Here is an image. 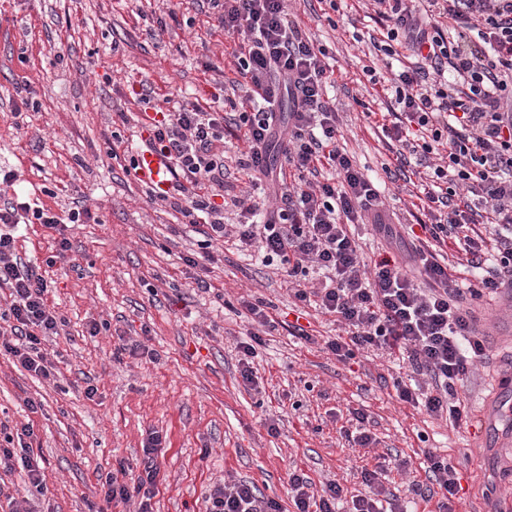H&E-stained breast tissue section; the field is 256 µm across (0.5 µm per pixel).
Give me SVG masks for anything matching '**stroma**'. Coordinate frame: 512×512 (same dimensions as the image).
I'll list each match as a JSON object with an SVG mask.
<instances>
[{
  "label": "stroma",
  "mask_w": 512,
  "mask_h": 512,
  "mask_svg": "<svg viewBox=\"0 0 512 512\" xmlns=\"http://www.w3.org/2000/svg\"><path fill=\"white\" fill-rule=\"evenodd\" d=\"M288 7L328 51L341 146L379 181L393 224L412 223L411 184L383 170L394 159L381 130L391 103L363 74L386 65L370 43L382 26L366 18L365 0ZM232 45L207 0H0V167L17 172L14 190L31 202L61 214L82 200L92 213L82 224L19 230L17 248L40 265L65 326L46 344L57 380L0 354V425L11 434L32 426L31 446L46 461L41 491L22 469H0V512L19 495L35 512L102 506L99 475L122 462L139 466L153 432L165 440L154 512H206L210 489L227 477L283 499L295 469L358 490L362 468L379 463L389 489L408 501L411 483L426 480L429 452L458 467L459 512H512V390L500 389L512 379V288L467 301L489 357L459 384L471 419L454 427L397 401L393 381L407 377V365L370 354L345 364L290 336L284 272L219 242L204 259L182 215L152 201L124 160L109 156L116 132L125 147L146 146V120L133 103L140 82L175 101L226 92L245 99L250 87ZM24 86L37 106L13 112ZM63 237L71 244L64 253ZM198 277L210 290L196 287ZM258 299L270 304L276 328L257 348L249 385L237 343L252 328L244 304ZM93 322L102 326L95 336ZM135 341L151 356L116 355L119 343ZM357 409L373 447L342 433Z\"/></svg>",
  "instance_id": "obj_1"
}]
</instances>
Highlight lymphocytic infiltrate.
Here are the masks:
<instances>
[{
	"mask_svg": "<svg viewBox=\"0 0 512 512\" xmlns=\"http://www.w3.org/2000/svg\"><path fill=\"white\" fill-rule=\"evenodd\" d=\"M211 2L220 27L237 39L232 55L253 95L228 117L194 101L151 119L147 146L162 157L169 184L156 199L190 224L205 222L201 249L230 241L279 260L296 303L315 305L342 328L320 341L294 323L290 335L322 343L344 363L363 351L399 356L418 381L395 380L397 398L460 425L469 412L457 384L468 365L487 357L461 298L512 288V0H369L376 19L386 23L377 51L393 60L405 49L412 54L390 80L399 110L384 133L395 144V173L403 175L407 155L436 157L417 193L424 217L414 248L402 257L386 251L369 263L350 227L370 224L382 232L390 217L375 184L337 144L336 107L325 95L331 81L325 47L302 33L287 0ZM461 29L477 31L488 51L449 39ZM285 99L291 103L286 113L280 108ZM228 134L245 144L236 161L244 187L231 198L241 211L236 224L225 223L224 208L215 202L224 193ZM274 147L296 171V183L287 184L284 173L269 166ZM263 185L277 199L267 210L251 196ZM479 214L486 235L476 239L469 230ZM90 217L85 206L63 216L0 193V288L10 297L0 313V352L49 381L56 366L45 342L59 335L64 321L47 303L40 266L18 255L14 229L28 218L54 229ZM452 248L464 251L467 267L483 270L477 288H461L448 263ZM312 267L324 272L320 285L307 280ZM162 444V436L150 435L142 470L121 465L102 477L105 504L134 500L137 512H152ZM425 473L441 491L436 512H455L462 489L457 466L430 454ZM384 474L381 467L362 470L368 491L349 499L339 482L317 488L298 471L289 473L283 501L254 483L228 479L211 489L208 512H337L344 498L347 512H404L396 501L382 502Z\"/></svg>",
	"mask_w": 512,
	"mask_h": 512,
	"instance_id": "f902f5d3",
	"label": "lymphocytic infiltrate"
}]
</instances>
